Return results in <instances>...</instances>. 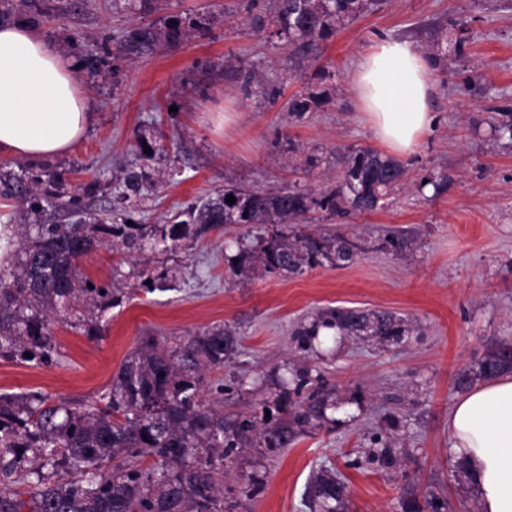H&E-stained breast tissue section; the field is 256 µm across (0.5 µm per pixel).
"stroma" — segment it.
Listing matches in <instances>:
<instances>
[{"mask_svg": "<svg viewBox=\"0 0 512 512\" xmlns=\"http://www.w3.org/2000/svg\"><path fill=\"white\" fill-rule=\"evenodd\" d=\"M219 9L221 22L212 18ZM36 13L44 34L78 60L134 25L160 27L176 17L198 23L199 32L178 47L119 60L116 78L85 77L95 119L70 153L45 161L63 173L51 188L60 196L99 179L91 206L104 218L116 205L122 169H145L157 178L144 192L151 224L227 184H335L337 150L381 147L350 89L372 42L388 36L430 49L445 43L453 21L468 20L463 57L432 69L429 106L437 123L406 159L407 186L375 212L312 215L310 228L362 245L352 263L295 277L232 276L228 259L249 232L242 224L212 230L172 254L125 256L97 247L81 271L119 298L103 311L81 304V316L97 319L99 336L52 321L51 362L0 358V394L38 391L93 405L140 337L172 342L223 324L239 345L223 368L209 372L206 402L219 400L220 383L242 391L225 412L254 411L276 391L277 379L299 368L321 372L335 389L326 420L291 448L264 458L245 449L226 463L225 485L251 474L260 481L247 512H315L307 489L322 468L348 485L345 512H403L407 500L431 492L447 495L456 512H470L476 493L448 455V411L459 396L456 373L475 365L491 343L512 338V140L491 129L493 119L512 113V0H377L328 42L322 62L333 74L324 83L331 102L299 121L269 106L264 91L275 84L291 95L314 69L288 65L284 50L255 34L241 0H11L5 19ZM238 65L259 82L242 88ZM280 134L319 147L324 163L308 174L286 168L287 151L274 145ZM141 139L163 146L145 157L136 147ZM426 173L447 176L441 194L417 189ZM389 228L408 233L409 250L386 247ZM161 274L165 288L147 291L146 281ZM336 306L389 310L415 331L387 348L340 336L324 348L297 349L298 324ZM391 441L402 452L386 468L373 455Z\"/></svg>", "mask_w": 512, "mask_h": 512, "instance_id": "obj_1", "label": "stroma"}]
</instances>
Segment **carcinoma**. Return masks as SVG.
<instances>
[{
	"instance_id": "obj_1",
	"label": "carcinoma",
	"mask_w": 512,
	"mask_h": 512,
	"mask_svg": "<svg viewBox=\"0 0 512 512\" xmlns=\"http://www.w3.org/2000/svg\"><path fill=\"white\" fill-rule=\"evenodd\" d=\"M243 8L252 29L293 58L317 60L322 46L345 23L368 11V0H271ZM195 24L174 19L162 28L140 25L120 33L116 51L104 48L84 58V69L100 74L108 59L151 54L190 37ZM468 21L453 23L446 47H437L435 63L460 57ZM332 73L320 68L303 89L287 101L288 115L297 120L330 103L322 82ZM288 151H304L301 170L310 172L323 157L288 137ZM336 187L316 192L296 184L257 190L224 186L217 197L192 203L168 224H143L142 211L124 202L140 194L146 173L128 172L120 193L123 206L113 221L87 212L83 197L98 190L93 180L83 195L57 201L42 185L60 174L29 168L19 173L0 164V195L16 199L22 213L39 215L46 208L63 209L88 224H17L19 237L13 266L0 271V358L45 363L56 344L49 315L72 313L84 298L105 309L116 302L109 289L93 287L80 272L81 260L97 246L137 252L149 246L176 249L184 239L225 224H262L272 234L238 245L231 274L247 277L255 267L270 275L299 276L319 266L340 267L357 256L359 246L341 234L300 230L312 212L329 216L373 212L408 173L401 161L369 147L342 153ZM231 195L235 202H226ZM322 329L339 336L371 338L380 346L398 345L413 332L404 318L383 309L328 307L294 331L301 350L320 341ZM239 343L234 331L214 326L166 344L145 336L121 364L104 404L86 407L66 402L50 405L39 392L0 395V512H224V460L239 448L273 454L292 445L314 422L325 418L329 392L309 370L279 384L273 401L284 410L285 396L294 406L290 416H268L266 402L247 414L224 415L202 399L209 387L207 371L224 367ZM512 373V340L496 342L477 363L457 372L454 387L466 390L480 380ZM316 384H311V381ZM154 458L145 467L144 459ZM348 497L347 485L327 471L313 476L310 502L323 512H336Z\"/></svg>"
}]
</instances>
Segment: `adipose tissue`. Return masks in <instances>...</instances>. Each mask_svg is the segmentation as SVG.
<instances>
[{"label": "adipose tissue", "instance_id": "adipose-tissue-1", "mask_svg": "<svg viewBox=\"0 0 512 512\" xmlns=\"http://www.w3.org/2000/svg\"><path fill=\"white\" fill-rule=\"evenodd\" d=\"M352 90L375 136L410 155L436 125L428 59L407 40L380 38ZM93 118L79 63L32 23L0 26V150L16 158L68 153ZM448 446L478 494V512H512V375L476 386L448 414Z\"/></svg>", "mask_w": 512, "mask_h": 512}]
</instances>
